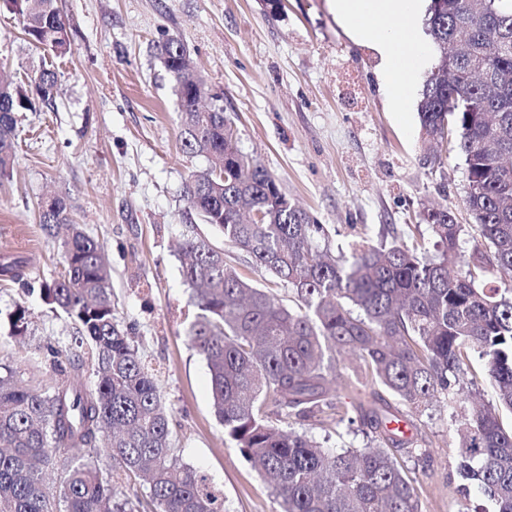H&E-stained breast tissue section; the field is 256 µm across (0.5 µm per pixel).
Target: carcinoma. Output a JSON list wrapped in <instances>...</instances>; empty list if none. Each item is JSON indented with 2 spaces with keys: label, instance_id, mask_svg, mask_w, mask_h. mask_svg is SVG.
Wrapping results in <instances>:
<instances>
[{
  "label": "carcinoma",
  "instance_id": "1",
  "mask_svg": "<svg viewBox=\"0 0 512 512\" xmlns=\"http://www.w3.org/2000/svg\"><path fill=\"white\" fill-rule=\"evenodd\" d=\"M24 21L29 43L57 57L71 51L70 30L56 0H0ZM427 34L449 47L446 77L420 93L425 141L465 158V204L486 254L467 261L458 250L463 225L440 206L426 221L440 245L366 244L349 256L324 245L317 224L281 191L277 180L238 146L223 96L210 94L177 37L155 45L180 108L181 144L208 167L190 175L184 198L205 224L288 287L293 308L271 288L251 284L202 236L181 244L180 274L195 312L184 335L204 357L216 418L271 489L277 512H422L416 489L392 448L415 441L388 428L393 412L367 419L378 445L325 448L305 432L286 430L268 408L304 418L332 416L351 425L347 409L328 399L336 354L362 358L372 379L418 409L442 398L457 424L460 475L487 506L512 512V430L499 414H458L456 391L471 359L495 387L498 407L512 414V284L486 288L492 272L512 278V0H430ZM57 72L42 67L33 88L0 82V177L13 164L18 114L53 102ZM49 235L70 225L61 242L62 272L42 284L44 302L78 329L81 348L50 346L56 382L23 386L0 363V512H140L119 485L135 476L151 512H224L206 479L172 444L170 411L155 374L116 318L111 272L100 243L70 223L67 204L41 205ZM11 335L29 319L18 305ZM90 371L94 383L79 380ZM103 448L108 462L96 463Z\"/></svg>",
  "mask_w": 512,
  "mask_h": 512
}]
</instances>
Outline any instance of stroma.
I'll return each instance as SVG.
<instances>
[{"mask_svg":"<svg viewBox=\"0 0 512 512\" xmlns=\"http://www.w3.org/2000/svg\"><path fill=\"white\" fill-rule=\"evenodd\" d=\"M58 7L73 34L63 58L25 41L19 16L0 8V76L26 87L46 62L59 80L54 104L20 113L13 169L0 179V259L26 264L23 280L0 276V361L17 367L21 384L47 386L54 380L47 345L71 340V321L40 294L60 270V241L40 224L39 204L62 196L73 222L104 247L117 318L156 371L179 456L206 475L226 512H276L274 494L216 419L207 364L183 334L190 292L178 244L191 234L208 238L252 284L268 286V277L201 223L181 194L207 162L181 149L179 107L154 44L181 39L208 88L223 95L241 150L325 225L330 246L420 242L437 254L424 214L442 204L463 226L460 252L476 258L484 247L465 205L464 158L454 152L428 162L417 112L389 110L376 56L350 40L328 0H283L274 13L263 0H58ZM19 304L29 310V328L15 339L8 316ZM335 367L332 402L389 406L411 421L421 452L402 461L423 512L479 504L477 494L461 492L445 403L401 406L356 356H337ZM272 416L330 448L376 444L360 418L346 427L278 409Z\"/></svg>","mask_w":512,"mask_h":512,"instance_id":"1","label":"stroma"}]
</instances>
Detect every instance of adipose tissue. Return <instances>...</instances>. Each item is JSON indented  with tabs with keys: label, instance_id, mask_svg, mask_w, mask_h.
<instances>
[{
	"label": "adipose tissue",
	"instance_id": "1",
	"mask_svg": "<svg viewBox=\"0 0 512 512\" xmlns=\"http://www.w3.org/2000/svg\"><path fill=\"white\" fill-rule=\"evenodd\" d=\"M330 7L351 39L378 55L391 111H410L428 65L422 30L426 0H330Z\"/></svg>",
	"mask_w": 512,
	"mask_h": 512
}]
</instances>
